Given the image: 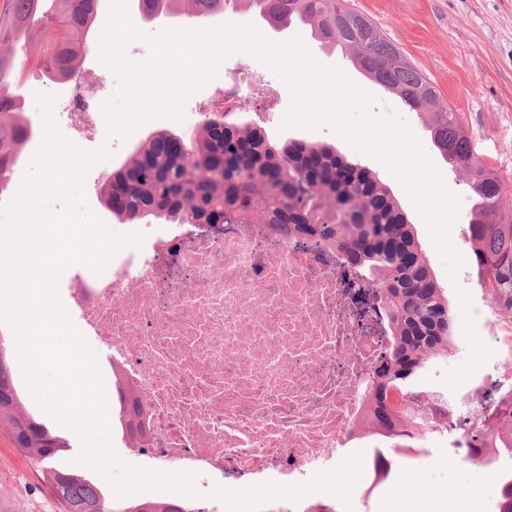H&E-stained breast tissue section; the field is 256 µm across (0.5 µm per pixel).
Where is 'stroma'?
<instances>
[{
  "instance_id": "1",
  "label": "stroma",
  "mask_w": 512,
  "mask_h": 512,
  "mask_svg": "<svg viewBox=\"0 0 512 512\" xmlns=\"http://www.w3.org/2000/svg\"><path fill=\"white\" fill-rule=\"evenodd\" d=\"M348 5L368 15L402 50L408 61L435 86L440 102L462 113L477 152L505 176L503 203L512 207V0H348ZM128 12L133 25L142 33L140 39L125 47L126 56L133 61L144 60L149 54L145 35L194 25L190 0H183L176 12L149 22L141 20L137 0H128ZM307 47L317 62L340 67L357 85L374 94L378 99L376 112H396L404 116L447 187L461 200L450 241L461 254H468L466 231L471 201L467 187L461 174L451 169L438 154L419 116L409 111L395 95L359 73L341 50L324 49L313 41L308 42ZM12 51L21 66L10 91L22 100V117L34 130V137L25 150V157L30 160L43 141L42 119L34 108L37 94L61 96L67 93L68 85L57 81L41 65L27 60L22 45H13ZM226 63L259 72L266 85L265 100L250 96L240 98L232 113L237 123L262 126L267 139L274 144L293 140L331 144L352 162L368 168L406 212L431 271L451 304H458V292L462 289L469 293L472 305L487 304L488 297L478 285L471 266H463L456 275H449L426 222L383 163L357 151L327 128L280 130L282 113L290 103L288 87L249 54L234 53ZM221 92L217 81H210L197 92L195 111L185 112L183 120L150 121L125 140L109 135L104 114H97L94 129L79 138L78 145L86 150L103 147L109 153L107 160L90 170L85 191L91 210L114 232L132 234L136 227L114 217L103 204L101 187L112 170L126 160L140 140L153 132L163 130L187 137L200 131L209 115L210 104ZM270 103L277 107L271 114L266 111ZM468 354V344L454 343L448 357L434 361L411 382V390L425 392L430 398L441 401L460 402L464 413L480 409L494 395L490 376L495 360H488L476 371L479 389H470L465 384L453 391L443 382L447 370L463 364ZM460 439L459 431L444 429L428 435L421 449L407 451L389 447L387 441L376 437H359L341 449L336 468L312 477L306 484L275 488L270 499H256L228 488L216 511L207 498L216 479L198 475L193 481L197 495L190 498L189 504L194 512H263L271 500L317 495L337 487L341 490L335 498L338 512H448L454 498L461 493L469 496L471 512H494L499 493L495 467L463 461L464 451L458 446ZM378 448L385 449L391 461L390 471L384 477L376 476L372 465L374 451ZM411 474L419 478L420 488L409 496L403 494L402 487L405 477ZM0 512H57L56 503L41 483L35 465L12 448L3 432H0Z\"/></svg>"
}]
</instances>
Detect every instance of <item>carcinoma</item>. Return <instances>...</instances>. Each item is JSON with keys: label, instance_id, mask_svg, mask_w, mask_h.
Wrapping results in <instances>:
<instances>
[{"label": "carcinoma", "instance_id": "obj_1", "mask_svg": "<svg viewBox=\"0 0 512 512\" xmlns=\"http://www.w3.org/2000/svg\"><path fill=\"white\" fill-rule=\"evenodd\" d=\"M181 0H138L145 20ZM269 29L308 30L321 44L350 53L353 65L397 95L425 122L448 165L461 173L471 197L467 227L470 263L478 285L512 316V208L503 207L505 179L473 147L462 114L438 103L436 88L399 47L346 0H235ZM196 15L224 11V0H192ZM40 0H6L0 8V44L23 38L41 64L65 80L91 48L88 35L99 0H56L49 17H37ZM17 74L14 56L0 51V194L32 136L8 93ZM115 217L138 222L152 215L172 224H271L288 239L340 250L356 276L378 285L391 313V343L369 379V414L363 432L394 448H418L431 433L453 423L448 408L409 390V383L452 348L454 310L439 287L407 215L372 173L330 145L271 144L264 132L229 118L209 119L183 141L156 131L116 169L102 188ZM122 427L147 443L146 399L115 384ZM459 447L482 464L495 451L512 457V392L493 398L467 419ZM13 447L37 464L58 512H194L181 500L157 498L109 503L103 487L55 458L70 447L45 421L25 412L13 382L10 346L0 332V427ZM497 512H512V473L499 476Z\"/></svg>", "mask_w": 512, "mask_h": 512}]
</instances>
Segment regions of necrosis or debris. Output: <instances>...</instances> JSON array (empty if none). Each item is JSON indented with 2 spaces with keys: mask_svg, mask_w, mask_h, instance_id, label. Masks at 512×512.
<instances>
[{
  "mask_svg": "<svg viewBox=\"0 0 512 512\" xmlns=\"http://www.w3.org/2000/svg\"><path fill=\"white\" fill-rule=\"evenodd\" d=\"M56 100L76 139L100 98L85 71ZM106 274L78 276L66 309L108 368L149 403L145 458L219 475L247 494L293 483L335 460L362 421L364 385L390 341L384 304L347 283L345 256L278 235L266 224H192L172 234L139 228ZM482 335L512 361V323L473 308Z\"/></svg>",
  "mask_w": 512,
  "mask_h": 512,
  "instance_id": "necrosis-or-debris-1",
  "label": "necrosis or debris"
}]
</instances>
